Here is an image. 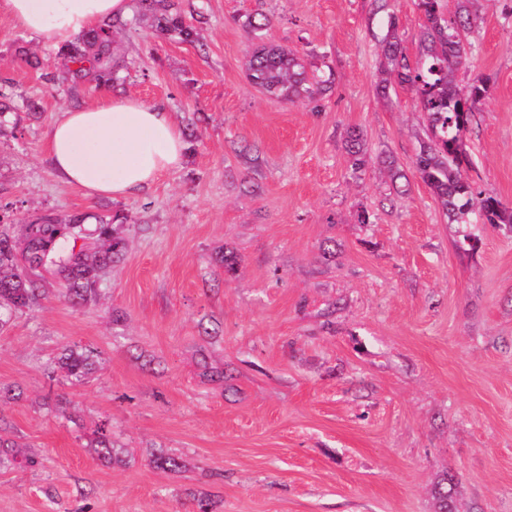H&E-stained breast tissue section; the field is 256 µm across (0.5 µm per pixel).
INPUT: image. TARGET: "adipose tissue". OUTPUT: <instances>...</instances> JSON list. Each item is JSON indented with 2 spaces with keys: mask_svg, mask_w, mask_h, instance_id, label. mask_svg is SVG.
Wrapping results in <instances>:
<instances>
[{
  "mask_svg": "<svg viewBox=\"0 0 512 512\" xmlns=\"http://www.w3.org/2000/svg\"><path fill=\"white\" fill-rule=\"evenodd\" d=\"M16 28L58 49L102 21L125 18L130 0H0ZM58 178L90 197L139 193L180 167L186 144L170 112L133 96L60 112L49 129Z\"/></svg>",
  "mask_w": 512,
  "mask_h": 512,
  "instance_id": "obj_1",
  "label": "adipose tissue"
}]
</instances>
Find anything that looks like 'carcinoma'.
Here are the masks:
<instances>
[{
	"label": "carcinoma",
	"mask_w": 512,
	"mask_h": 512,
	"mask_svg": "<svg viewBox=\"0 0 512 512\" xmlns=\"http://www.w3.org/2000/svg\"><path fill=\"white\" fill-rule=\"evenodd\" d=\"M425 23L420 34L421 57L412 65L403 53L399 40L391 36L383 46L382 73L378 88L387 94L395 81L407 87L428 116L429 135L421 145L416 168L421 179L440 201L452 223L469 224L478 213L490 224H512V210L495 197L474 192L462 169L463 146L467 133L476 122L477 104L486 96L491 77L476 76L460 86L457 70L466 64L471 53L470 33L477 21L474 0H455L448 10V0H418ZM143 14L156 16L162 34L191 42L194 30L175 8L173 0H139ZM252 32V47L247 63L250 82L263 92L289 102L316 101L331 91L332 80L311 72L307 58L288 50L267 37L270 19L261 14L247 19ZM126 26L120 20H108L85 32L78 43L63 48L65 75L75 83L110 86L120 70L115 35ZM348 152L359 169L365 164V152L359 135L351 136ZM83 217L74 215L62 224L51 215H44L23 225L21 236L12 239L0 235V324L13 313L36 299L39 292L34 272L48 265L66 289V297L74 304L93 298L101 271L122 256L125 244L112 236L109 225L99 227L100 247L90 252L76 245L77 229ZM62 368L73 382L82 381L91 370V354L68 350L61 359ZM439 512H454L452 485L440 484L437 491Z\"/></svg>",
	"instance_id": "cac0c4a2"
}]
</instances>
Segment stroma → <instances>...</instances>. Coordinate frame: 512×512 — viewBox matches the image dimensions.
Here are the masks:
<instances>
[{
	"instance_id": "obj_1",
	"label": "stroma",
	"mask_w": 512,
	"mask_h": 512,
	"mask_svg": "<svg viewBox=\"0 0 512 512\" xmlns=\"http://www.w3.org/2000/svg\"><path fill=\"white\" fill-rule=\"evenodd\" d=\"M175 4L195 41L131 10L116 38L129 68L101 88L58 82L55 50L0 12L13 104L0 114V231L82 214L86 243L103 221L127 243L87 304L47 268L43 294L0 326V437L14 444L0 512H437L446 476L457 512H512V228L474 224L464 240L416 169L427 118L413 93L377 91L390 34L419 56L417 0ZM476 8L457 79L492 86L467 174L512 208V0ZM256 13L334 76L321 110L249 83ZM21 42L42 70L15 55ZM126 95L172 112L183 167L115 200L61 183L54 117ZM354 133L369 157L358 170ZM70 348L94 351L79 384L58 365Z\"/></svg>"
}]
</instances>
